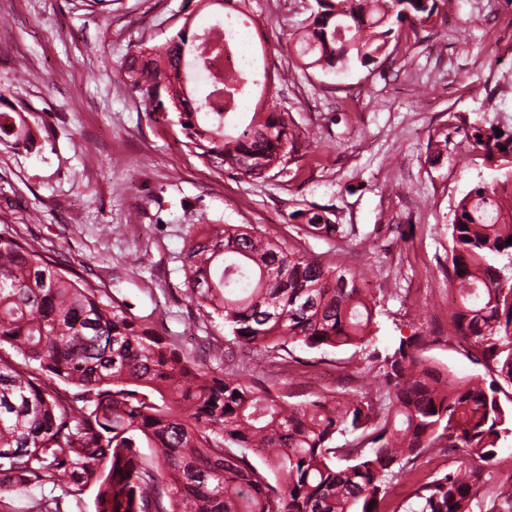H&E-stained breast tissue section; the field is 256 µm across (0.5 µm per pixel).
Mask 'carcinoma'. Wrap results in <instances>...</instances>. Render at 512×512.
<instances>
[{"instance_id":"1","label":"carcinoma","mask_w":512,"mask_h":512,"mask_svg":"<svg viewBox=\"0 0 512 512\" xmlns=\"http://www.w3.org/2000/svg\"><path fill=\"white\" fill-rule=\"evenodd\" d=\"M196 2L228 6L241 21L248 14L249 0ZM449 5L314 0L308 24L284 33L283 49L303 71L368 68L419 27L447 22ZM195 37L188 18L165 43L128 54L124 84L153 121L179 126L181 144L202 162L244 182L288 171L311 149L310 133L270 82L264 112L245 120L211 111L213 90L198 91L187 76L205 66L192 57ZM222 90L227 106L249 99L250 75L225 77ZM44 125L21 106L0 110V144L38 154ZM453 133L495 175L459 200L449 227L448 335L512 386V126L462 119ZM451 134L429 135L431 163L444 158ZM333 216L310 204L288 223L336 242L346 234ZM186 235L185 296L223 322L229 343L288 354L297 343L372 340L379 301L344 264L204 215ZM426 346L423 335L400 340L374 394L290 403L244 360L227 371L197 362L90 282L59 271L35 243L0 236V507L19 512L15 500L38 489L41 512H62L64 498L91 488L95 512H384L393 481L413 474L429 449L462 448L467 466L421 477L392 512H472L484 471L512 438V398L456 379ZM254 449L274 462L273 475L251 462ZM495 502L493 512L512 509V482Z\"/></svg>"}]
</instances>
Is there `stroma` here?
I'll return each instance as SVG.
<instances>
[{
    "instance_id": "35a3bbf8",
    "label": "stroma",
    "mask_w": 512,
    "mask_h": 512,
    "mask_svg": "<svg viewBox=\"0 0 512 512\" xmlns=\"http://www.w3.org/2000/svg\"><path fill=\"white\" fill-rule=\"evenodd\" d=\"M314 0H250L251 49L282 103L317 141L288 172L244 182L190 154L174 129L152 122L122 82L124 57L162 44L211 10L196 0H0V98L42 115L41 154L0 148V233L37 240L68 276H82L192 351L225 344L221 320L184 296L180 255L199 215L249 225L326 263L352 268L379 300L365 373L349 375L352 348L292 345L289 359L257 351L252 366L277 393L356 394L378 387L375 355L419 331L426 354L460 378L507 392L446 328L448 226L458 201L489 170L460 146L427 161L430 134L450 115L512 125V0H454L466 29L419 30L373 68L289 67L283 30L303 27ZM332 208L341 245L298 235L287 222L306 204Z\"/></svg>"
}]
</instances>
